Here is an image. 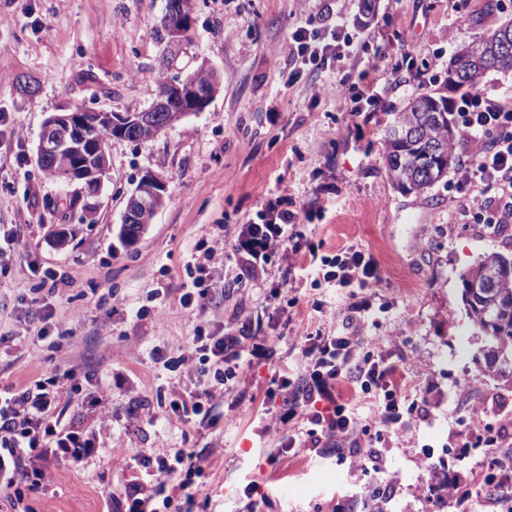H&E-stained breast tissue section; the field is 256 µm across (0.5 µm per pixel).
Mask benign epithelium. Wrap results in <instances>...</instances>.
Wrapping results in <instances>:
<instances>
[{"mask_svg": "<svg viewBox=\"0 0 512 512\" xmlns=\"http://www.w3.org/2000/svg\"><path fill=\"white\" fill-rule=\"evenodd\" d=\"M218 89L215 71L206 63L190 78H180L174 83L171 97H159L152 105L140 112H101L70 109L54 112L44 121L39 134L37 155L47 164L55 162L64 154L83 157L79 182L83 191H91L94 197L101 184L100 165L107 160L108 144L90 142L87 132L102 123H107L119 132L130 127L142 131H155L170 123L169 112H181L188 116L203 111L211 102ZM164 184L156 176L149 174L141 178L129 196L122 223L149 224L163 204Z\"/></svg>", "mask_w": 512, "mask_h": 512, "instance_id": "benign-epithelium-1", "label": "benign epithelium"}]
</instances>
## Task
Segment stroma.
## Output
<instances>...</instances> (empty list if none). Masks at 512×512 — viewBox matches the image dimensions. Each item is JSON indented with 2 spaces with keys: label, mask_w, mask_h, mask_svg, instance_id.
<instances>
[{
  "label": "stroma",
  "mask_w": 512,
  "mask_h": 512,
  "mask_svg": "<svg viewBox=\"0 0 512 512\" xmlns=\"http://www.w3.org/2000/svg\"><path fill=\"white\" fill-rule=\"evenodd\" d=\"M362 0H191V24L162 64L159 38L166 0H0V113L22 132L0 136V224L21 230L27 253L0 258V393L50 372L77 373L81 393L61 381L58 411L67 428L95 435L97 451L80 466L52 461L34 512H106L109 494L138 474L135 461L112 459L114 448H196L210 456L199 492L207 512H251L242 489L254 485L260 512H370L372 490L352 457L336 463L303 448L270 457L275 435L266 394L267 365L245 367V388L221 393L226 420L205 431L165 414L159 398L192 387L193 375L169 371L150 352L188 353L197 324L211 329L250 314L281 362L292 363L307 330L329 328L315 309L345 310L366 302L368 347L395 362L409 394L429 403L426 423L410 415L376 450L387 496L382 512H465L437 491L444 477L465 482L480 462L461 433L472 406L481 421L512 420V380L485 364L486 345L461 299L460 275L484 255H512V227L463 223V207H479L478 190L448 183L420 195L397 191L383 161L395 108L445 83L456 48L512 21V0H375L360 24ZM343 15L353 43L332 70H307L289 82L285 60L298 26L325 27ZM412 55H404L403 45ZM387 48L388 58L378 56ZM208 62L221 87L207 108L156 137L112 139L110 165L90 213L69 209L66 190L37 164L42 124L53 112H139L158 94L156 77ZM379 64L376 86L363 74ZM332 80L375 94L354 118L349 103L319 97ZM151 173L165 184V204L138 240L117 236L128 196ZM299 215L305 244L335 255L356 247L373 255L381 280L352 299L312 290L303 254H276L271 280L290 325L270 319L264 286L229 294L204 313L183 308L200 249L230 247L241 225L258 221L267 198ZM170 292L160 322L138 316L148 293ZM56 311L54 348L39 342L35 311ZM82 320L73 323L72 312ZM108 386L99 405L84 394Z\"/></svg>",
  "instance_id": "obj_1"
}]
</instances>
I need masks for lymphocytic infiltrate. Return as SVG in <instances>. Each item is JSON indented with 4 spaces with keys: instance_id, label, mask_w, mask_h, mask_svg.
Segmentation results:
<instances>
[{
    "instance_id": "f902f5d3",
    "label": "lymphocytic infiltrate",
    "mask_w": 512,
    "mask_h": 512,
    "mask_svg": "<svg viewBox=\"0 0 512 512\" xmlns=\"http://www.w3.org/2000/svg\"><path fill=\"white\" fill-rule=\"evenodd\" d=\"M295 64L328 65L342 58L350 39L344 22H336L320 32L304 26L290 34ZM456 119L464 136L474 143L470 159L460 168L457 192L477 187L485 196L484 213L463 209L466 220L512 224V101L489 97L486 92L469 91L455 105ZM295 213L282 209L280 200L268 201L260 222L242 225L232 246L231 256L237 273L233 278L213 276L208 286L192 282L179 298L184 308L205 312L216 294L230 288L260 283L268 273L272 257L287 249H300L303 234ZM309 265L315 287L332 294L354 288H371L380 281L373 256L360 249H347L334 256L311 253ZM347 322L354 335L315 331L303 341L301 356L294 369L283 370L271 344L255 335L250 321L212 331L196 326L191 352L198 357L199 379L189 390L167 400L165 411L178 419L203 428L216 427L215 387H237L245 363L259 360L271 367L270 399L280 402L272 426L279 432L283 451L309 449L316 457H336L373 448L385 432L402 427L405 417L420 412L430 417L401 388L398 368L380 352L363 348L360 337L367 317L354 308ZM74 371L40 375L29 383L0 395V512H33L31 493L42 488L47 466L62 457L77 464L89 452V442L79 432L62 426L57 413L60 381L74 378ZM348 385L356 398L372 399L373 417L361 416L354 401L337 395L340 385ZM303 425L288 430L294 419ZM117 459L135 458L140 475L123 485L112 500V512H195L198 481L206 474V457L193 448H171L162 452L142 448H115Z\"/></svg>"
}]
</instances>
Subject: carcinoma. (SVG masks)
<instances>
[{
    "label": "carcinoma",
    "mask_w": 512,
    "mask_h": 512,
    "mask_svg": "<svg viewBox=\"0 0 512 512\" xmlns=\"http://www.w3.org/2000/svg\"><path fill=\"white\" fill-rule=\"evenodd\" d=\"M512 40V23L496 28L481 41L460 46L454 53L449 70L459 67L463 58L470 74L458 88L473 89L480 85L491 71H512V52L501 51L502 41ZM448 98L435 92L423 93L393 112L385 140V162L389 179L405 192H424L448 175L459 165L456 153L457 137L448 118ZM512 257L492 253L461 275V281L484 279L497 274L496 286L488 289L485 299L469 306L475 327L488 340L487 367L501 377L512 378V270L507 263Z\"/></svg>",
    "instance_id": "obj_1"
}]
</instances>
